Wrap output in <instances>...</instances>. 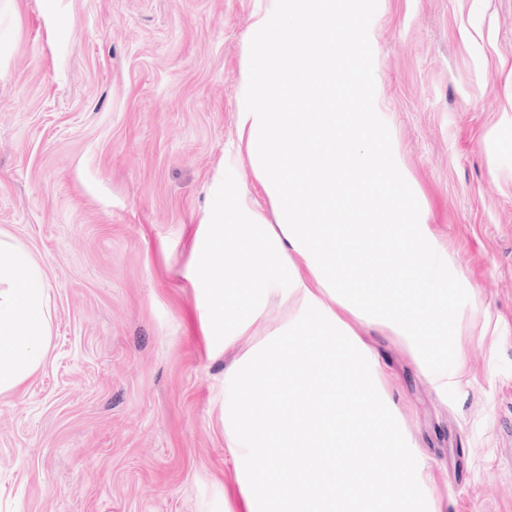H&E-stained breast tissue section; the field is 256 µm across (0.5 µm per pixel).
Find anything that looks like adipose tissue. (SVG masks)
<instances>
[{
    "label": "adipose tissue",
    "instance_id": "1",
    "mask_svg": "<svg viewBox=\"0 0 512 512\" xmlns=\"http://www.w3.org/2000/svg\"><path fill=\"white\" fill-rule=\"evenodd\" d=\"M270 4L252 23L236 133L272 213L237 196L204 213L192 246L210 299L206 342L251 339L224 370L221 406L238 509L436 512L431 467L361 332L380 328L447 392L464 374L450 350L463 329L454 298L468 283L418 207L383 114L367 107L371 73H352L353 112H292L279 102L301 71L328 82L353 61L360 17L345 0ZM340 198L355 223H337ZM50 336L42 269L0 231V394L38 370ZM347 448L357 451L351 466ZM282 450L292 469L277 467Z\"/></svg>",
    "mask_w": 512,
    "mask_h": 512
}]
</instances>
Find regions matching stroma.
<instances>
[{
	"label": "stroma",
	"mask_w": 512,
	"mask_h": 512,
	"mask_svg": "<svg viewBox=\"0 0 512 512\" xmlns=\"http://www.w3.org/2000/svg\"><path fill=\"white\" fill-rule=\"evenodd\" d=\"M268 0H0V230L39 263L45 359L0 394V512H228L224 369L192 287L211 187L264 194L235 152L241 65ZM371 108L484 322L440 395L390 337L365 339L431 462L438 512H512V0H352ZM303 74L290 111L349 101Z\"/></svg>",
	"instance_id": "1"
}]
</instances>
